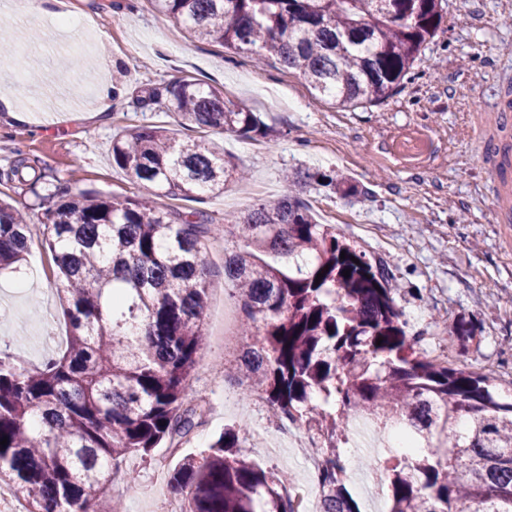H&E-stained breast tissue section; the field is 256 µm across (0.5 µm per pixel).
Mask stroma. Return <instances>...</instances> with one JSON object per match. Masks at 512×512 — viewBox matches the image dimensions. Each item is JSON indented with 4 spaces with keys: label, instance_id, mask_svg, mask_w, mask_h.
Here are the masks:
<instances>
[{
    "label": "stroma",
    "instance_id": "1",
    "mask_svg": "<svg viewBox=\"0 0 512 512\" xmlns=\"http://www.w3.org/2000/svg\"><path fill=\"white\" fill-rule=\"evenodd\" d=\"M57 7L71 17L65 44L56 19L33 23L13 16L8 0H0V90L16 95L27 111L23 122L0 117V172L22 152L72 190L137 197L146 189L113 166L112 138L141 125L162 127L181 140L205 139L231 156L247 171L246 180L229 182L218 194L156 199L164 211L208 219L201 242L209 288L204 329L211 336L232 298L218 227L280 198L288 169L340 171L358 193L345 197L312 185L303 200L316 220L389 265L406 330L422 334L426 355L493 372L500 390L512 393V223L494 221L500 202L483 152L496 127L498 92L512 84V0H444L440 27L413 77L383 103L356 109L332 105L298 72L276 62L259 65L249 54L185 35L150 0H59ZM186 76L261 113L273 140L184 127L174 112L138 106L145 89ZM112 84L119 96H104ZM102 108L107 122L87 118V111ZM0 191L30 217L26 260L39 270L23 288L15 275H0V336L12 338L19 363L35 368L68 333L62 295L38 199L15 182L0 184ZM354 213L359 223H346ZM460 319L471 322L474 338L449 344L444 331ZM238 354L235 346L207 344L189 381L195 428L179 453L161 447L149 461L127 457L124 478L94 501L95 512H105L114 499L122 512H166L175 500L170 469L183 456L206 450L228 425L237 430L240 455L292 475L296 484L313 485L307 449L277 431L255 438L253 427L270 422L269 406L252 400L233 379ZM346 453L353 460L347 488L361 512H386L387 502L365 489L376 448Z\"/></svg>",
    "mask_w": 512,
    "mask_h": 512
}]
</instances>
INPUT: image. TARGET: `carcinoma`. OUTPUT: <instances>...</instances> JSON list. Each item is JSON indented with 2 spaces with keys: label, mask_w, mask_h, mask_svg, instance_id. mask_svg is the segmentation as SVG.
Here are the masks:
<instances>
[{
  "label": "carcinoma",
  "mask_w": 512,
  "mask_h": 512,
  "mask_svg": "<svg viewBox=\"0 0 512 512\" xmlns=\"http://www.w3.org/2000/svg\"><path fill=\"white\" fill-rule=\"evenodd\" d=\"M151 2L197 39L296 70L344 108L396 93L442 18V0ZM140 104L164 105L185 126L263 139L271 132L260 113L188 78L150 89ZM112 164L148 193L175 198L219 193L241 175L206 143L152 125L115 135ZM3 177L34 192L50 174L21 157ZM316 178L335 189L345 182L296 168L285 175V195L219 234L224 279L251 337L238 369L277 419L317 443L321 512H361L341 448L362 415L381 432L401 425L428 442L424 453L380 457L390 512H512V394L420 351L388 266L318 223L300 199ZM43 220L68 336L34 371L16 363L10 340L0 341V487L19 492L25 512H89L126 456L147 459L194 428L189 377L205 343L204 227L194 213L171 218L149 197L83 192L48 206ZM31 235L24 214L1 199L0 269L23 259ZM141 324L144 340L133 333ZM472 333L464 319L448 327L461 344ZM236 445V430L226 428L170 474L186 512H295L284 480L233 454Z\"/></svg>",
  "instance_id": "carcinoma-1"
}]
</instances>
